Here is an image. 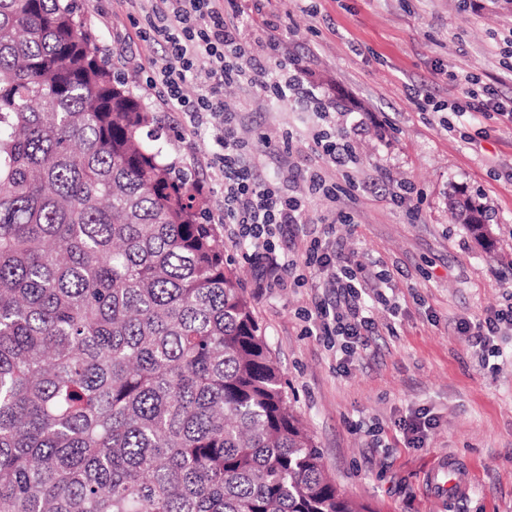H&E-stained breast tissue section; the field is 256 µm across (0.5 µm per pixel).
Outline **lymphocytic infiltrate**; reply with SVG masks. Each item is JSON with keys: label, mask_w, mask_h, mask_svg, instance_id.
<instances>
[{"label": "lymphocytic infiltrate", "mask_w": 512, "mask_h": 512, "mask_svg": "<svg viewBox=\"0 0 512 512\" xmlns=\"http://www.w3.org/2000/svg\"><path fill=\"white\" fill-rule=\"evenodd\" d=\"M143 1L148 4L152 39L162 43L166 53L165 64L156 71L165 104L188 118L192 128L202 127L210 118L221 124L210 163L224 184V222L232 237L246 247L258 279L292 273L297 262L278 253L276 240L292 226L305 223V205L277 180L260 177L257 155L241 137L235 113L225 108L223 89L248 80L277 97H287L298 80L299 62L278 59L269 65L254 57L244 36L246 27L259 23L270 30L275 27L263 11L248 15L235 7L234 0H130L134 5ZM191 77L204 84L206 94L194 98L185 94ZM460 91L464 102L456 107L458 115L475 121L492 111L512 122V98H500L488 85L477 89L466 84ZM306 254L307 266L335 269L336 298L317 307L319 335L336 337L349 354L366 349L374 325L368 301L386 303L381 286L390 281L389 271H381L380 286L373 290L368 261L342 259L317 238L310 240Z\"/></svg>", "instance_id": "obj_1"}]
</instances>
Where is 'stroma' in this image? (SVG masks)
<instances>
[{
    "instance_id": "35a3bbf8",
    "label": "stroma",
    "mask_w": 512,
    "mask_h": 512,
    "mask_svg": "<svg viewBox=\"0 0 512 512\" xmlns=\"http://www.w3.org/2000/svg\"><path fill=\"white\" fill-rule=\"evenodd\" d=\"M81 4L152 106L171 158L208 188L218 215L224 191L207 164L215 132H194L168 111L153 81L164 51L146 40L143 13L125 0ZM264 10L279 23L278 57L303 59L313 77L281 100L229 84L224 102L248 142L292 138L289 151L260 159L264 174L288 179L290 194L309 200L307 224L279 248L301 262L310 238L324 234L341 256L366 253L391 273L389 305L372 309L378 328L349 359L335 337L313 330L317 303L332 295V269L303 286L290 275L262 286L244 247L225 242L288 381V402L339 490L377 512H512V331L479 349L458 330L512 293V131L499 116L470 122L451 110L469 79L512 97V2L270 0ZM412 87L444 111L424 113L407 97ZM324 132L345 135L355 165L338 168L315 150ZM298 170L341 186L335 202L309 199L306 183L291 178ZM380 180L389 184L383 195L372 190ZM455 187L487 207L493 250L451 220ZM401 191L403 206L393 199ZM334 213L350 221L325 233L322 221ZM416 415L431 423L420 448L402 429ZM447 462L462 487L433 493L429 474Z\"/></svg>"
}]
</instances>
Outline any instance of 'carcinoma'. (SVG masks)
I'll return each mask as SVG.
<instances>
[{
	"label": "carcinoma",
	"mask_w": 512,
	"mask_h": 512,
	"mask_svg": "<svg viewBox=\"0 0 512 512\" xmlns=\"http://www.w3.org/2000/svg\"><path fill=\"white\" fill-rule=\"evenodd\" d=\"M206 206L76 0H0V512H377L288 406Z\"/></svg>",
	"instance_id": "cac0c4a2"
}]
</instances>
